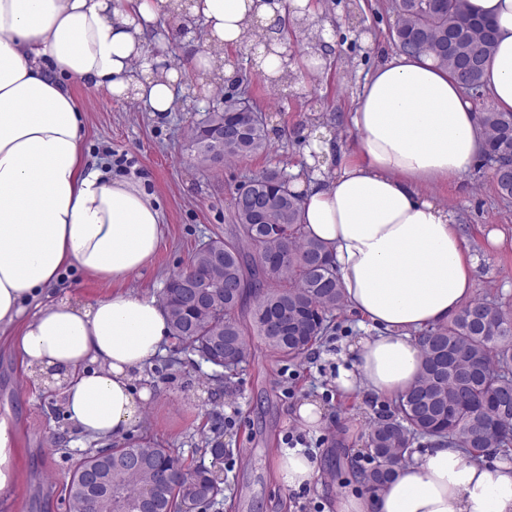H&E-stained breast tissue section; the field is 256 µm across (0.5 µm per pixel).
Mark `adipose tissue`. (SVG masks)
<instances>
[{
	"mask_svg": "<svg viewBox=\"0 0 512 512\" xmlns=\"http://www.w3.org/2000/svg\"><path fill=\"white\" fill-rule=\"evenodd\" d=\"M491 19L496 46L483 74L493 106L512 111V0H466ZM180 0H0V329L17 326L16 349L30 376L60 393L69 422L86 438L127 435L151 392L136 373L170 342L156 297L116 290L90 302H45L64 271L112 282L156 255L164 215L133 177H112L82 153L74 82L105 87L149 111H175L187 71L169 63L159 31ZM206 35L193 59L202 77L234 81L231 48L246 47L266 82L321 73L328 29L311 0H192ZM309 36L303 65L288 56L289 30ZM156 42L149 51L148 42ZM348 126L358 138L334 172L332 135L310 132L306 165L289 186L303 199L307 237L331 256L343 298L361 332L337 369L340 397L405 394L422 370L417 336L447 325L471 301L479 258L457 210L427 190L469 171L485 148L474 104L447 70L403 52L366 73ZM274 466L298 490L316 484L318 462L285 449ZM335 512H512V461L473 459L448 442L416 451L378 494L348 493Z\"/></svg>",
	"mask_w": 512,
	"mask_h": 512,
	"instance_id": "1",
	"label": "adipose tissue"
}]
</instances>
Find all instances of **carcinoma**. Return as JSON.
<instances>
[{
  "label": "carcinoma",
  "instance_id": "obj_1",
  "mask_svg": "<svg viewBox=\"0 0 512 512\" xmlns=\"http://www.w3.org/2000/svg\"><path fill=\"white\" fill-rule=\"evenodd\" d=\"M397 21L391 29L394 43L417 39L420 52L432 55L462 84L482 85L486 60L495 47V29L486 18L470 14L466 0H394ZM485 130L484 154L491 162L512 163V112L486 108L479 113ZM212 121L241 134L224 140L213 159L222 165L249 157L268 147L264 123L236 111L232 104L213 114ZM249 184L270 199L265 217L233 197L235 224L215 244L222 264L209 266L194 254L186 269L169 279L162 294L172 336L209 360L210 344L221 338L236 364L251 353L250 334L236 318L246 302L254 332L285 359H296L327 332L329 316L344 307L341 288L324 246L308 238L302 224V196L275 180V173L255 176ZM222 284L219 298L190 299L182 285L206 275ZM424 363L414 387L395 402V412L377 420L369 433L368 452L374 466L361 474L371 493L380 491L410 460L418 438L446 439L477 458L490 448L512 453V314L475 299L466 304L448 326L428 329L418 336ZM133 454L138 467H119L111 458ZM97 465L112 471V486L135 509L148 481L175 466L181 476L156 486L153 512H183L192 498L221 485L212 469L188 466L171 448L156 444H129L103 448L79 458L68 488L67 512H104L103 490L92 486L74 495L77 475Z\"/></svg>",
  "mask_w": 512,
  "mask_h": 512
}]
</instances>
